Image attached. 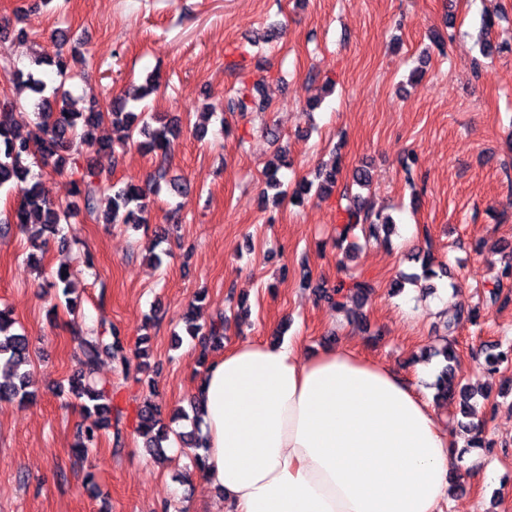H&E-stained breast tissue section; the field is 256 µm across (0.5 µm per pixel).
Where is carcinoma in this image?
I'll return each mask as SVG.
<instances>
[{
  "label": "carcinoma",
  "mask_w": 512,
  "mask_h": 512,
  "mask_svg": "<svg viewBox=\"0 0 512 512\" xmlns=\"http://www.w3.org/2000/svg\"><path fill=\"white\" fill-rule=\"evenodd\" d=\"M81 52L72 48L69 53L62 51L49 59L40 55L32 58L26 70L15 66L11 54L4 46L0 47V75L17 87H27L39 95L35 103L40 134L34 138L21 137L15 131L14 112L19 102L9 96L0 99V190L14 194L16 204L6 218V222L22 229L40 225L46 232L55 236L61 225L68 222L80 210L95 213L96 196L102 192H112L109 212L97 219L104 224L148 223L149 204L147 191L142 186L128 182L115 188L111 177L92 165L78 167L83 157V148H93L97 152L112 151V137L97 138L93 130L108 124L111 128L128 132V136L140 134L144 140L139 145L166 159L177 137V128L170 122L153 127L145 120V115L133 111V105L141 101L159 85V75L147 79V85L124 91L112 97L106 110L92 104L85 111L77 112L70 107L63 86L72 77L71 64L78 61ZM269 105L262 95L239 93L230 100L231 112H263ZM50 167L58 173L71 167V173L78 178L71 180L68 203L55 202L42 191L39 178L31 172V167ZM339 173L338 162L322 172V180L317 186L320 195L328 194L336 184ZM366 226L372 238L389 235L393 220L374 214L360 203L346 209V216L336 226V241H347L358 226ZM375 291L372 281L348 278L339 280L330 289L321 291L327 303L336 309H344L354 298H365ZM187 332L190 336L204 333L210 348L218 350L224 346L225 319L220 316L212 321L207 330L185 316ZM16 321L10 311L0 309V401L28 403L36 398L32 389L28 366L30 343L28 337L15 329ZM110 334L112 346L119 344L118 330L106 326L101 321L86 336H78L76 357L79 365L77 378L72 381V394L80 402L86 414L94 413L101 422L77 429L73 452L86 457L90 448L98 440V430L112 427V421H121V411H112V381L97 377V369L106 349L104 335ZM446 365L436 378V397L439 399L459 398L465 407L472 398L469 388L461 383L453 362L457 355L453 344L449 343L439 351ZM512 361V346H497L485 356L486 371L493 375L501 364ZM190 410L178 409L169 420H164L161 409L150 402L138 411L137 431L143 438L144 448L152 455L164 454L163 443L175 438L184 448L203 447V438L198 427V410L195 402H189Z\"/></svg>",
  "instance_id": "1"
}]
</instances>
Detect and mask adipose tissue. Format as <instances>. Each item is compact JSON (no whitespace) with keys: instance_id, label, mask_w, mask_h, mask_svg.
<instances>
[{"instance_id":"ef3b65f1","label":"adipose tissue","mask_w":512,"mask_h":512,"mask_svg":"<svg viewBox=\"0 0 512 512\" xmlns=\"http://www.w3.org/2000/svg\"><path fill=\"white\" fill-rule=\"evenodd\" d=\"M225 512H443L460 444L431 396L352 345L245 339L193 388Z\"/></svg>"}]
</instances>
